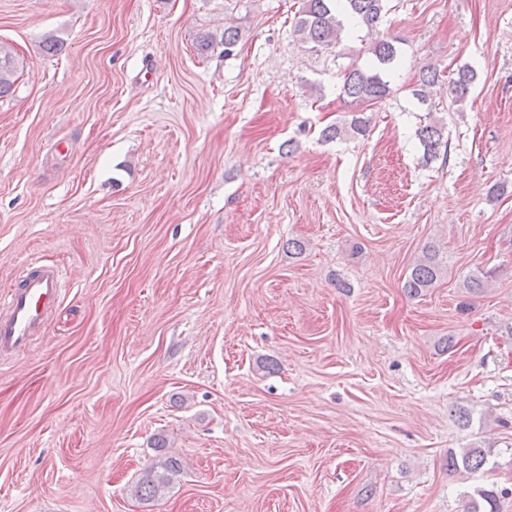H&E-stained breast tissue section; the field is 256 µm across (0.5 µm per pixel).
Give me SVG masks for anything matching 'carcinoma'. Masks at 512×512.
Returning a JSON list of instances; mask_svg holds the SVG:
<instances>
[{
    "instance_id": "obj_1",
    "label": "carcinoma",
    "mask_w": 512,
    "mask_h": 512,
    "mask_svg": "<svg viewBox=\"0 0 512 512\" xmlns=\"http://www.w3.org/2000/svg\"><path fill=\"white\" fill-rule=\"evenodd\" d=\"M388 0H302L295 23V32L301 44L310 50L328 49L337 46L342 36L350 35L341 16L345 15L358 21L366 28L371 40L359 49L368 60L362 64L352 63L342 76L343 95L356 105L376 104L384 101L392 93L389 74L398 57L397 40L380 33V25L386 14ZM17 65L11 49L0 43V98L9 95L17 81ZM441 77L440 71L433 67L422 70L412 96L418 104L432 108L429 104L433 86ZM477 73L469 66H460L448 77V93L453 103H465L475 86ZM369 120L363 116H354L347 125L330 126L324 130L328 139H338L347 134L364 135L368 132ZM423 150L425 163L435 160L448 161V142L444 140V127L436 119L422 125L417 131ZM441 267L434 250L425 252L422 259L410 269L404 282V288L411 296H417L433 287L440 278ZM487 464V454L481 448H467L463 453L448 454V469L478 472ZM181 464L173 456L165 457L160 466L147 468L137 485L136 495L150 501L158 497L161 491L176 478ZM477 497L468 505L467 512H481L480 502H485L489 510L497 512V492L494 488L476 490Z\"/></svg>"
}]
</instances>
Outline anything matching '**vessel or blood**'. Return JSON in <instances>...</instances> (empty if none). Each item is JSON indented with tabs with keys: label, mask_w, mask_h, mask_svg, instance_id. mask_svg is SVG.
<instances>
[{
	"label": "vessel or blood",
	"mask_w": 512,
	"mask_h": 512,
	"mask_svg": "<svg viewBox=\"0 0 512 512\" xmlns=\"http://www.w3.org/2000/svg\"><path fill=\"white\" fill-rule=\"evenodd\" d=\"M62 295V274L38 260L27 262L18 284L0 293V359L24 352L44 334Z\"/></svg>",
	"instance_id": "b4317fda"
}]
</instances>
